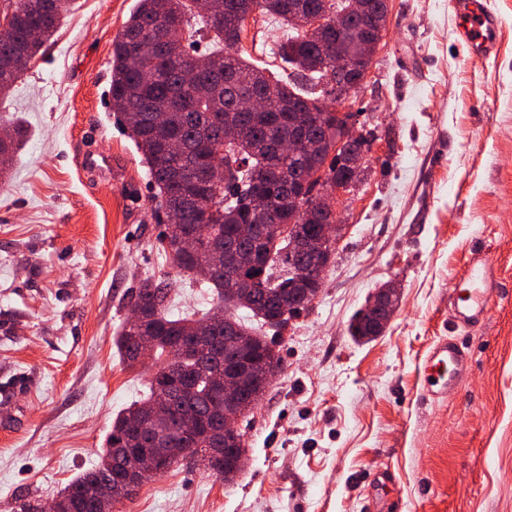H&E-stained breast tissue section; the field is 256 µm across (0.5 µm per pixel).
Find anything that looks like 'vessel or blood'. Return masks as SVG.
<instances>
[{"mask_svg":"<svg viewBox=\"0 0 512 512\" xmlns=\"http://www.w3.org/2000/svg\"><path fill=\"white\" fill-rule=\"evenodd\" d=\"M457 43L464 55L486 59L497 50L499 19L482 0H459ZM495 264L488 254L474 251L459 275L451 302V319L459 326L477 323L488 311L497 282ZM470 372L467 351L453 338H442L432 347L426 361L425 391L429 398L447 397L448 388Z\"/></svg>","mask_w":512,"mask_h":512,"instance_id":"1","label":"vessel or blood"}]
</instances>
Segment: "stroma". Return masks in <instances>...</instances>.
Wrapping results in <instances>:
<instances>
[{"label":"stroma","mask_w":512,"mask_h":512,"mask_svg":"<svg viewBox=\"0 0 512 512\" xmlns=\"http://www.w3.org/2000/svg\"><path fill=\"white\" fill-rule=\"evenodd\" d=\"M136 2L67 0L0 97V125L25 128L0 183V388L12 390L0 398V512L56 497L148 394L156 360L127 366L115 345L141 280L168 284L170 316L215 308L161 251L166 215L112 112V42ZM483 2L501 18L484 61L460 56L451 0H390L345 104L375 134L368 169L337 203L344 229L320 295L278 339L283 372L240 424L243 474L227 483L186 463L113 512H512V0ZM289 32L254 13L239 51L280 71ZM91 155L108 169L87 167ZM476 248L497 288L484 320L460 329L448 303ZM394 278L385 333L355 342L353 316ZM446 336L468 348L471 373L433 401L420 375Z\"/></svg>","instance_id":"stroma-1"}]
</instances>
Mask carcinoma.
Returning a JSON list of instances; mask_svg holds the SVG:
<instances>
[{"label": "carcinoma", "mask_w": 512, "mask_h": 512, "mask_svg": "<svg viewBox=\"0 0 512 512\" xmlns=\"http://www.w3.org/2000/svg\"><path fill=\"white\" fill-rule=\"evenodd\" d=\"M218 17L193 13V0H138L121 34L112 44L110 94L112 109L123 114L129 135L148 167L163 204L179 207L180 223L168 227L160 241L163 252L179 272L213 289L216 306L224 309V322L207 325L208 317L173 318L166 311L169 289L149 278L132 294L139 321L124 322L117 340L124 362L138 363L140 350L149 346L171 359L150 379V396L121 412L112 422L100 461L71 480L59 493L58 512H112L115 500L98 501L95 487L112 480L127 448H145L167 457L174 467L185 460L200 462L209 474L232 482L235 477L233 446L243 434L213 440L215 423L224 414V392L207 385L198 369L199 355L209 344L213 352L210 373L224 369V340L245 336L244 358L256 366L247 397L263 396L262 378L281 371L282 360L269 336L255 335L236 317L249 310L275 332L307 308L304 287L290 284L293 251L288 240L265 229L267 224L289 223L288 186L306 180L307 172L322 166L336 141L329 138L324 114L332 111L325 100L336 101L324 57L342 64L356 60L361 51L366 21L350 11L351 0H212ZM64 0H33L26 6L13 0L16 17L10 39L0 40V59L17 52L34 58L62 21ZM281 18L293 35L280 45V57L306 87L257 66L239 54L231 40L251 10ZM346 12L340 25L323 31L299 32L294 13L307 20L321 13ZM203 38L212 33L222 47L185 60L183 33ZM190 67L196 80L184 83L182 71ZM306 123V142L288 157L272 151L275 144L296 138V120ZM228 129L236 131L225 140ZM14 128L9 142H0V177L8 174L19 144ZM218 165L227 177L218 188L196 184L201 168ZM296 223L319 234L329 224L324 214L295 216ZM241 224H257L249 240L236 237ZM185 233L196 236L197 248L180 247ZM358 341L377 336L376 325L357 319L350 325ZM191 381L190 389L167 415L153 416L149 407L162 381Z\"/></svg>", "instance_id": "1"}]
</instances>
